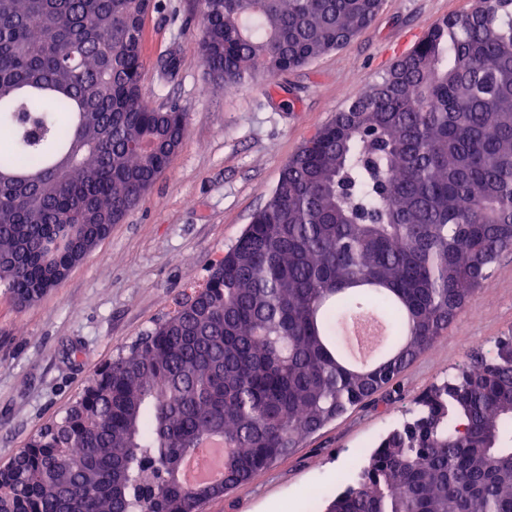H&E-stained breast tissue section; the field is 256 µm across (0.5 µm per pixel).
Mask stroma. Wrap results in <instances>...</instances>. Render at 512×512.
<instances>
[{
	"label": "stroma",
	"instance_id": "stroma-1",
	"mask_svg": "<svg viewBox=\"0 0 512 512\" xmlns=\"http://www.w3.org/2000/svg\"><path fill=\"white\" fill-rule=\"evenodd\" d=\"M474 0H384L375 22L340 49L275 78L228 92L200 56L197 0H162L143 25L142 94L189 114L168 170L68 277L20 308L0 294V464L80 400L92 376L202 285L225 249L264 207L284 164L347 103L381 80L437 20ZM175 54L176 77L159 61ZM512 336V251L499 257L434 347L399 377L391 399L349 410L250 486L204 512H305L306 488L357 477L412 401Z\"/></svg>",
	"mask_w": 512,
	"mask_h": 512
}]
</instances>
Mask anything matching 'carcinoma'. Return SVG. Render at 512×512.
Segmentation results:
<instances>
[{
	"label": "carcinoma",
	"mask_w": 512,
	"mask_h": 512,
	"mask_svg": "<svg viewBox=\"0 0 512 512\" xmlns=\"http://www.w3.org/2000/svg\"><path fill=\"white\" fill-rule=\"evenodd\" d=\"M201 56L235 88L303 67L383 0H199ZM158 0H0V285L46 292L124 220L181 148L188 114L143 101ZM512 249V0L435 23L283 166L204 287L118 355L81 432L0 481V512H201L350 407L393 388ZM377 313L391 344L355 364ZM322 512H512V336L413 401ZM224 438V480L180 461Z\"/></svg>",
	"instance_id": "carcinoma-1"
}]
</instances>
